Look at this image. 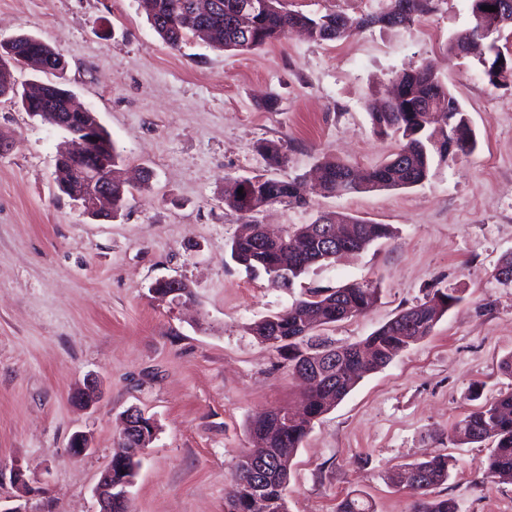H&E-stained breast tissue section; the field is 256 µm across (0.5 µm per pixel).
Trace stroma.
Segmentation results:
<instances>
[{"mask_svg":"<svg viewBox=\"0 0 512 512\" xmlns=\"http://www.w3.org/2000/svg\"><path fill=\"white\" fill-rule=\"evenodd\" d=\"M387 0H288L308 15H375ZM405 27L375 25L334 42L293 34L225 52L202 41L170 50L137 0H0V39L30 34L66 62L55 82L97 112L121 155L118 174L152 170L112 221L86 216L55 184L67 135L0 97V507L96 512L93 488L111 463L120 416L135 407L158 425L130 488L131 512H224L249 426L265 409L300 408L305 387L284 356L251 331L305 289L377 288L365 314L315 328L360 342L437 288L462 300L430 336L365 375L315 420L291 463L288 512H336L360 493L375 512H414L395 474L426 455L451 461L428 499L459 512H512V482L489 481L490 442L450 439L468 412L512 390V284L494 277L512 254V82L488 85L448 41L469 24L471 0H432ZM430 66L461 103L476 145L434 161L408 189L313 196L309 207L260 214L276 232L324 212L388 224L393 235L311 269L284 289L229 257L244 217L222 200L228 177H308L339 160L365 171L400 142L374 133L371 103L394 77ZM278 101L276 110L262 106ZM288 164L270 166L263 141ZM177 277L192 307L153 301ZM94 379L87 409L74 393ZM87 433L91 448L69 457ZM22 468L25 485L11 482Z\"/></svg>","mask_w":512,"mask_h":512,"instance_id":"obj_1","label":"stroma"}]
</instances>
